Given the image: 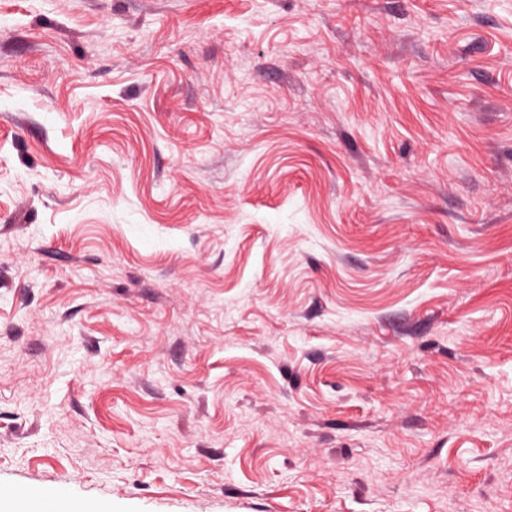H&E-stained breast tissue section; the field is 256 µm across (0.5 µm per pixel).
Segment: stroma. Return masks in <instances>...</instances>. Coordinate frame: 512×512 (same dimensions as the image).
<instances>
[{"label": "stroma", "instance_id": "1", "mask_svg": "<svg viewBox=\"0 0 512 512\" xmlns=\"http://www.w3.org/2000/svg\"><path fill=\"white\" fill-rule=\"evenodd\" d=\"M1 482L512 512V0H0Z\"/></svg>", "mask_w": 512, "mask_h": 512}]
</instances>
